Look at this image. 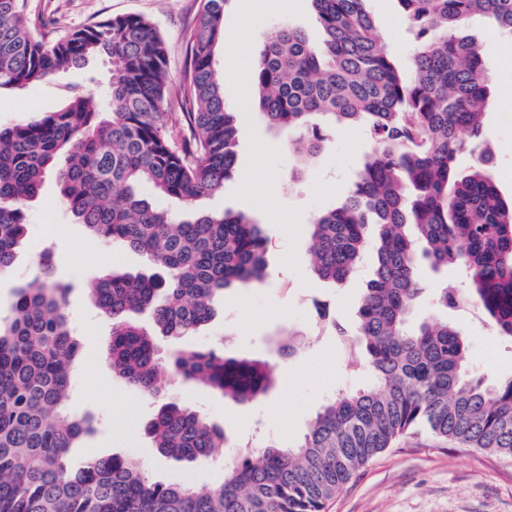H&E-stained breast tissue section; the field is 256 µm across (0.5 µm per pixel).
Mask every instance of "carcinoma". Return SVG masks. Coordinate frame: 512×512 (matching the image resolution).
Segmentation results:
<instances>
[{
    "label": "carcinoma",
    "instance_id": "carcinoma-1",
    "mask_svg": "<svg viewBox=\"0 0 512 512\" xmlns=\"http://www.w3.org/2000/svg\"><path fill=\"white\" fill-rule=\"evenodd\" d=\"M226 2L199 0L175 119L187 136L177 145L165 111L167 45L150 20L117 16L47 41L24 0H0V89L112 62L101 94L0 127V275L13 268L29 233L27 204L52 172L77 223L147 255L159 273L100 275L91 301L110 321L112 374L161 400L145 433L160 456L188 463L209 458L226 433L172 396L173 380L237 404L274 384L265 361L181 346L211 321L224 290L265 281L260 224L242 212L192 211L223 191L236 163V119L214 68ZM364 2L312 0L321 45L282 26L257 53L253 89L269 128L299 133L292 145L301 156L320 153L339 126L370 133L352 189L314 217L310 236L313 270L333 284L372 249L355 334L331 322L340 343L363 349L372 384L325 400L293 443L245 451L217 486L154 481L133 455L75 465L69 450L94 426L63 407L79 344L69 287L54 281L47 249L0 317V512H323L372 457L421 428L512 458V377L491 385L473 372L468 336L446 321L409 328L419 266H454L466 279L463 296L512 339V202L496 186L482 137L489 72L459 34L482 14L512 36V0H399L415 39L407 69L380 43ZM467 148L480 163L463 174L457 157ZM157 198L179 201L184 218ZM143 313L149 328L135 319Z\"/></svg>",
    "mask_w": 512,
    "mask_h": 512
}]
</instances>
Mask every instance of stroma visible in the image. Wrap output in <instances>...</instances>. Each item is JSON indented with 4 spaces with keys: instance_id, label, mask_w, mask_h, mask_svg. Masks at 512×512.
I'll return each mask as SVG.
<instances>
[{
    "instance_id": "obj_1",
    "label": "stroma",
    "mask_w": 512,
    "mask_h": 512,
    "mask_svg": "<svg viewBox=\"0 0 512 512\" xmlns=\"http://www.w3.org/2000/svg\"><path fill=\"white\" fill-rule=\"evenodd\" d=\"M365 6L389 48L407 61L411 42L398 0H366ZM198 0H27L25 15L51 38L122 15L150 20L169 53V99L177 101L186 64V34L194 28ZM284 23L300 28L313 43L322 36L311 0H227L224 29H247L252 52L217 43L215 70L223 80L226 105L238 128L236 168L220 193L200 198L196 209L243 212L262 224L268 237L266 282L257 288H231L217 299L214 318L192 336L189 345L223 349L225 354L269 360L275 383L264 399L236 404L202 388L174 387L175 395L224 427L227 442L217 461L177 462L158 455L145 427L158 404L114 376L108 365L106 339L110 324L90 300L93 279L119 269L151 275L145 255L121 244H105L88 234L58 202L54 178L29 202L30 234L13 270L0 276V315H7L15 286L30 279L40 254L52 250L54 279L70 283V313L81 343L72 373L68 412L95 416L100 426L70 458L80 463L112 454H134L160 481L183 478L201 485L219 484L222 464L233 463L234 449L253 436L286 444L300 437L324 397L353 389L368 380L360 359L347 355L330 330L321 328L315 301L326 302L331 318L352 326L372 274L371 259L340 285L319 279L312 270L308 226L315 215L334 208L347 191L371 146L368 131L340 127L314 157L296 154L288 136L267 128L253 99V52ZM478 48L494 46L497 66L490 68V95L481 121L492 150L489 162L501 195L512 197V37L485 16L472 17L463 29ZM233 68H225V57ZM112 67L94 60L85 68L53 80L0 90V124L35 118L62 107L72 93L98 89ZM249 191H242V182ZM266 206H258L260 198ZM423 291L411 318L419 323L435 314L437 289L465 288L457 269L432 271L421 266ZM449 323L461 326L470 341L474 371L489 380L512 376V340L499 336L480 313L449 311ZM296 332L295 350L280 352L278 335ZM324 512H512V459L476 448H463L421 430L372 458L326 505Z\"/></svg>"
}]
</instances>
